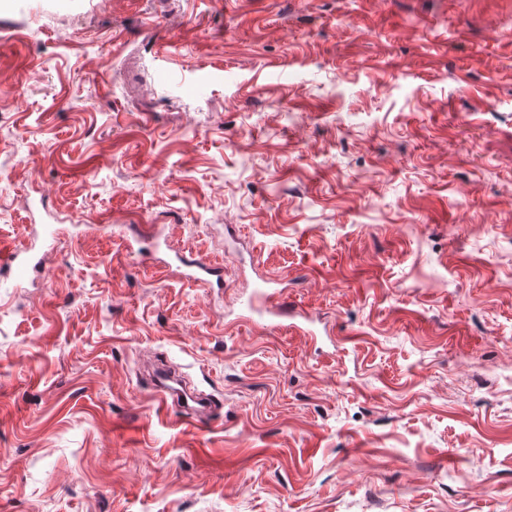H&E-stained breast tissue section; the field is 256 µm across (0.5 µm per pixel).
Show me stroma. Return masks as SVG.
Wrapping results in <instances>:
<instances>
[{
  "mask_svg": "<svg viewBox=\"0 0 512 512\" xmlns=\"http://www.w3.org/2000/svg\"><path fill=\"white\" fill-rule=\"evenodd\" d=\"M29 247L0 512H512V0H0ZM176 260L179 266L185 269L186 276L194 281H203V277L216 275L219 265L213 262H203L191 252L176 255Z\"/></svg>",
  "mask_w": 512,
  "mask_h": 512,
  "instance_id": "35a3bbf8",
  "label": "stroma"
}]
</instances>
